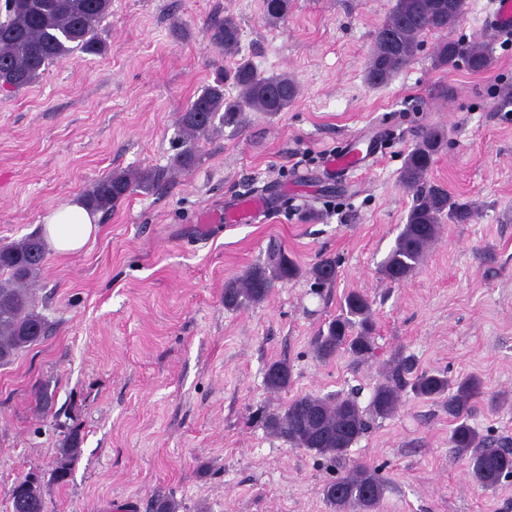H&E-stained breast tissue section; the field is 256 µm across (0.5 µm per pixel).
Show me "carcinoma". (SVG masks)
Masks as SVG:
<instances>
[{"mask_svg":"<svg viewBox=\"0 0 512 512\" xmlns=\"http://www.w3.org/2000/svg\"><path fill=\"white\" fill-rule=\"evenodd\" d=\"M289 0H263L266 20L281 21ZM112 0H11L0 18V87L14 92L36 83L50 66L67 60L74 51L88 55L102 52L99 27L109 13ZM466 0H394L385 22L376 30L366 67L365 80L372 87L388 84L413 60L420 38L431 32L455 28L465 10ZM210 42L230 53L240 40V27L232 17L209 28ZM441 66L463 62L474 72L486 69L489 56L481 42L441 39L433 51ZM232 82L239 95L224 97V82ZM296 81L286 72L265 75L248 60L218 74L215 82L202 88L176 121L182 133L181 150L167 167L131 172H114L99 179L85 203L107 213L137 190L152 191L175 176L187 173L201 161L198 142L210 131L224 126L239 127L247 112H282L295 101ZM445 134L426 132L405 158L401 180L414 191L406 224L394 247L379 266L384 278L400 282L416 269L429 246L437 239L443 218L466 224L474 217L468 203L451 200L448 193L428 184L427 177ZM46 261L41 237L29 235L17 242L0 245V365L10 363L18 353L42 342L48 323L34 305L32 287ZM300 268L279 252L265 265L249 268L241 277L224 285V307L239 309L266 300L275 282H288ZM318 286L332 284L337 277L333 258H323L310 270ZM374 323L368 300L351 292L344 296L340 313L315 337V356L327 361L342 353L366 357L374 352ZM291 367L281 361L266 366L264 383L275 391L288 389ZM424 399H446L448 415L455 419L449 437L454 458L467 464L472 479L488 490L502 479L512 477V448L492 445L468 423L473 404L482 395V382L474 376L450 379L435 371H416L412 357L398 355L378 383L367 408L357 400L339 394L303 395L278 413L265 418L266 428L296 448L348 466L347 473L327 482L323 499L332 512H379L386 480L379 470L361 463L347 464L351 446L365 433L371 419H385L398 409L405 389ZM81 449L77 438L60 449L66 461L55 473L65 483L68 464L77 460ZM12 512H44V500L37 480L28 476L10 490Z\"/></svg>","mask_w":512,"mask_h":512,"instance_id":"obj_1","label":"carcinoma"}]
</instances>
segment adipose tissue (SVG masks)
<instances>
[{
	"instance_id": "1",
	"label": "adipose tissue",
	"mask_w": 512,
	"mask_h": 512,
	"mask_svg": "<svg viewBox=\"0 0 512 512\" xmlns=\"http://www.w3.org/2000/svg\"><path fill=\"white\" fill-rule=\"evenodd\" d=\"M99 215L75 199L50 209L44 216L43 236L51 250L69 255L82 250L98 230Z\"/></svg>"
}]
</instances>
